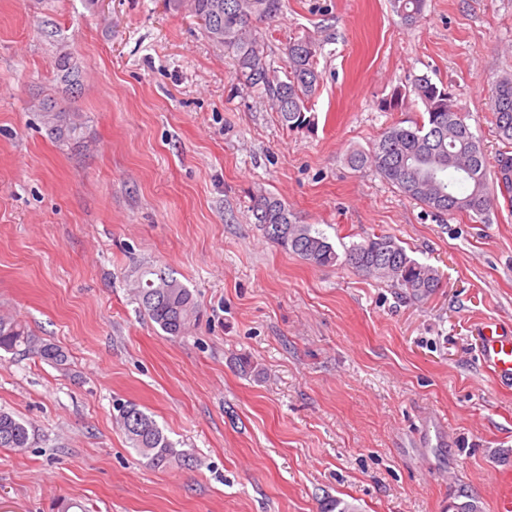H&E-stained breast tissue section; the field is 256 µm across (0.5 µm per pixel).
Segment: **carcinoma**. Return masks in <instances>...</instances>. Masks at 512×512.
Instances as JSON below:
<instances>
[{
    "label": "carcinoma",
    "instance_id": "carcinoma-1",
    "mask_svg": "<svg viewBox=\"0 0 512 512\" xmlns=\"http://www.w3.org/2000/svg\"><path fill=\"white\" fill-rule=\"evenodd\" d=\"M176 11L187 10L202 22L206 37L236 56V78L263 90L283 124L292 129H312L315 114L308 102L317 92V47L310 38L288 44V71L281 78L267 61V49L259 24L275 18L282 0H168ZM394 12L406 25L418 21L425 0H391ZM62 81L74 86L80 73L64 55L57 60ZM411 93L420 99L424 112L407 125L388 127L368 151L354 150L348 162L357 169L370 168L395 186L405 197L431 210L454 215H485L498 201L497 186L512 191V155L499 154L497 183L489 181L488 162L475 134L465 122L448 88L427 75L411 82ZM496 133L505 146L512 145V76L502 77L491 98ZM44 123L62 138L74 135L77 124L53 101L38 104ZM252 212L265 237L315 266L336 263L339 255L328 238L310 224H302L282 200L258 190L251 197ZM344 264L367 277L384 279L414 299H423L440 288L437 271L419 262L391 235H373L345 249ZM135 300L148 318L173 338L185 336L200 317L192 292L163 266H146L133 281ZM58 366L65 352L29 334L18 320L0 315V349L19 346ZM117 422L131 447L155 468L180 457L155 420L134 403L118 406ZM28 428L12 414L0 410V448H26Z\"/></svg>",
    "mask_w": 512,
    "mask_h": 512
}]
</instances>
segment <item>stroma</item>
Wrapping results in <instances>:
<instances>
[{"label":"stroma","instance_id":"obj_1","mask_svg":"<svg viewBox=\"0 0 512 512\" xmlns=\"http://www.w3.org/2000/svg\"><path fill=\"white\" fill-rule=\"evenodd\" d=\"M321 44L315 129L291 130L240 84L230 51L166 0H0V311L67 354L0 350V410L30 431L0 448V512H481L512 501V386L482 365L476 327L512 324V204L447 217L347 163L422 111L394 87L447 86L489 170L505 146L489 110L512 74V0H283L262 23ZM80 73L67 86L55 61ZM77 115L48 135L39 102ZM265 189L336 251L389 234L441 286L422 300L264 238ZM165 265L197 298L173 339L129 282ZM256 363L240 375L234 357ZM157 422L186 462L155 469L115 405ZM394 12L406 25H412L418 21L423 13L425 0H391Z\"/></svg>","mask_w":512,"mask_h":512}]
</instances>
